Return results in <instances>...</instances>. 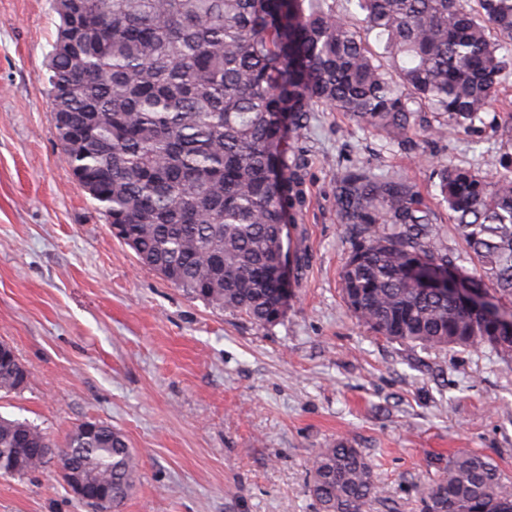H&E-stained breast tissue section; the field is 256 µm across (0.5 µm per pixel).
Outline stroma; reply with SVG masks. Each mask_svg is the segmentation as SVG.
<instances>
[{
	"mask_svg": "<svg viewBox=\"0 0 512 512\" xmlns=\"http://www.w3.org/2000/svg\"><path fill=\"white\" fill-rule=\"evenodd\" d=\"M53 0H0V341L29 378L0 415L54 442L78 424L120 429L139 459L119 512H316L310 460L347 438L386 496L367 512H416L461 451L512 476V365L482 350H425L374 333L346 309L351 237L336 175L368 163L403 175L436 210L449 255L465 246L432 164L512 167V76L483 124L424 163L340 112L288 134L302 161L307 270L274 325L212 309L140 265L62 159L46 94ZM0 512H95L52 465L0 477Z\"/></svg>",
	"mask_w": 512,
	"mask_h": 512,
	"instance_id": "1",
	"label": "stroma"
}]
</instances>
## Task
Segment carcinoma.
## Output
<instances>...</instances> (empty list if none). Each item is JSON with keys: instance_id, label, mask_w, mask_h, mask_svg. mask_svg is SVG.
Wrapping results in <instances>:
<instances>
[{"instance_id": "1", "label": "carcinoma", "mask_w": 512, "mask_h": 512, "mask_svg": "<svg viewBox=\"0 0 512 512\" xmlns=\"http://www.w3.org/2000/svg\"><path fill=\"white\" fill-rule=\"evenodd\" d=\"M56 0L47 94L54 119L82 132L65 162L138 262L215 310L271 326L284 315L277 252L304 201L284 138L312 112H343L428 162L470 130L512 74V0ZM435 114L430 121L419 117ZM438 188L465 254L448 256L436 212L408 179L356 165L336 176L353 230L340 274L348 311L375 333L424 349L485 348L512 358V330L449 289L512 296V170L488 177L440 165ZM473 266L464 274L462 263ZM27 385L0 362V391ZM59 445L0 416V476L49 460L129 496L139 460L106 421ZM319 512H365L384 494L346 438L310 461ZM418 512H512V477L461 452Z\"/></svg>"}]
</instances>
